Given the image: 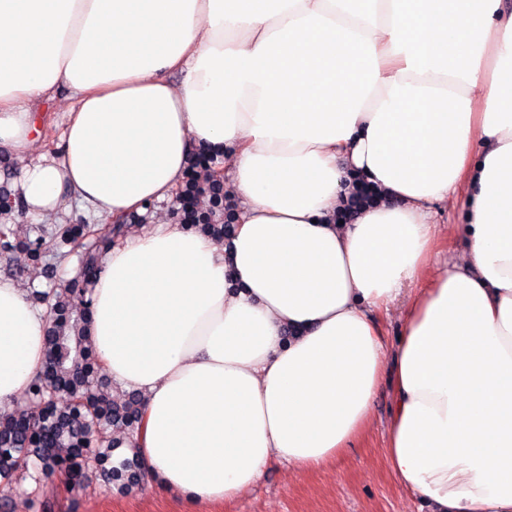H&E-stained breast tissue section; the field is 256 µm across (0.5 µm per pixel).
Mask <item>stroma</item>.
Listing matches in <instances>:
<instances>
[{"label": "stroma", "instance_id": "35a3bbf8", "mask_svg": "<svg viewBox=\"0 0 512 512\" xmlns=\"http://www.w3.org/2000/svg\"><path fill=\"white\" fill-rule=\"evenodd\" d=\"M69 106L66 91L43 102L42 136L31 147V155L57 151ZM181 220L175 201L152 203L146 214L128 215L114 234L121 242L140 234L152 224H176ZM54 274L45 276L25 267L17 259H0V276L12 278L20 287L36 292L50 281L74 278L81 267L78 256L53 258ZM389 378H382L374 398L370 420L351 448L323 467L301 471L275 463L262 479L237 498L204 505L197 512H429L421 500L406 493L393 478L387 461L393 409ZM0 512H187L181 495L149 485L128 494L103 485L98 473H90L74 493L63 492L57 481L42 482L37 501L0 487Z\"/></svg>", "mask_w": 512, "mask_h": 512}]
</instances>
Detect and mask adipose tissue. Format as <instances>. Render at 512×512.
<instances>
[{"label": "adipose tissue", "instance_id": "1", "mask_svg": "<svg viewBox=\"0 0 512 512\" xmlns=\"http://www.w3.org/2000/svg\"><path fill=\"white\" fill-rule=\"evenodd\" d=\"M61 89V145L29 158ZM195 147L232 171L231 236L110 247L86 327L142 398L157 486L225 502L348 448L385 362L367 312L420 278L430 206L459 196L466 249L405 316L387 459L434 512H512V0H0V152L27 213L143 211ZM48 326L0 278V407Z\"/></svg>", "mask_w": 512, "mask_h": 512}]
</instances>
